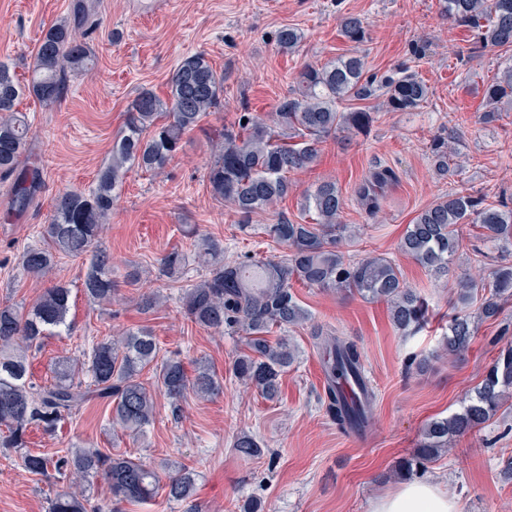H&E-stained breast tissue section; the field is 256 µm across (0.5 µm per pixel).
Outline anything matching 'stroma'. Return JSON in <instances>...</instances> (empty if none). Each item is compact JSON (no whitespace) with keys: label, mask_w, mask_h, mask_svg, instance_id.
<instances>
[{"label":"stroma","mask_w":512,"mask_h":512,"mask_svg":"<svg viewBox=\"0 0 512 512\" xmlns=\"http://www.w3.org/2000/svg\"><path fill=\"white\" fill-rule=\"evenodd\" d=\"M74 2L0 0V62L27 77L43 30L76 22ZM89 6L93 24L83 40L95 56L94 70L68 75L60 102L45 106L26 97L21 103L33 125L21 163L36 173L40 187L19 210L11 180H0V303L30 307L59 281L72 290L70 333L47 337L29 359L36 384L52 382L56 363L81 356L92 337L145 328L161 357L178 353L206 360L223 379L224 392L211 400L188 397L177 415L164 395H156L155 419L137 438L113 434L110 409L93 401L54 435L30 432V450L54 455L80 444L119 452L163 480L181 465L196 471L198 489L190 501L160 496L121 504L120 512H242L250 499L260 500V512H368L372 500L398 485L394 469L418 446L425 425L459 411L500 343L512 342L511 300L498 320L480 325L465 357L442 356L454 311L451 285L397 250L407 224L451 188L462 185L487 202L512 206V112L490 121L483 117L484 89L512 63V49L472 51L473 32L448 23L439 0H89ZM345 14L360 15L368 24L370 38L361 47L368 72L381 76L408 68L427 84L428 101L412 112L389 111L379 97L364 101L375 115L368 130L323 144L315 165L295 176L288 197L254 214L257 229L244 235L230 208L210 193L211 130L228 112L271 111L294 88L303 63L350 52L351 43L339 32ZM288 26L303 35L292 55L276 44L277 32ZM198 52L224 75L222 105L186 136L183 150L162 172L126 173L103 239L118 274L134 276L120 286L121 302L88 300L81 286L86 262L79 258L60 257L48 276L28 277L21 255L42 242L58 194L94 186L137 92L166 95L173 70ZM448 135L458 141L461 167L442 176L431 145ZM378 166L392 168L397 179L382 189V210L374 219L352 190ZM324 179L335 180L346 201L343 220L358 228L344 247L346 256L394 260L406 283L428 299L432 317L408 335L393 326L385 303L295 285L312 322L293 328L301 359L283 374L280 395L271 402L231 373L243 336H213L186 318L181 292L204 276V268L189 263L183 279L172 282L160 276L159 262L171 249L191 250L193 240L181 230L185 224L223 242L225 260L282 257L285 247L264 235L262 225L280 212L305 220L303 198ZM150 289L163 303L145 314L138 299ZM315 323L362 351L376 394L365 435L340 433L319 403L324 375L310 335ZM243 431L260 441L261 457L246 461L236 454L233 443ZM511 459L512 400L480 429L456 438L450 453L428 464L424 475L456 497L461 512H512V482L501 474ZM69 484L61 474H30L20 454L0 450V512H47L50 497Z\"/></svg>","instance_id":"stroma-1"}]
</instances>
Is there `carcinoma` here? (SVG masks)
Listing matches in <instances>:
<instances>
[{
	"label": "carcinoma",
	"mask_w": 512,
	"mask_h": 512,
	"mask_svg": "<svg viewBox=\"0 0 512 512\" xmlns=\"http://www.w3.org/2000/svg\"><path fill=\"white\" fill-rule=\"evenodd\" d=\"M442 13L453 24L472 29L479 49L512 47V0H442ZM340 32L357 46L367 39V26L358 15L341 16ZM301 42L302 34L293 27L277 32L276 43L284 53L297 52ZM93 64L88 46L66 21L42 32L27 83H21L12 68L0 62V176H15L13 201L17 207L28 205L35 191L34 181L17 172L32 134L31 121L17 109L18 101L28 95L43 104H54L63 95L66 72L85 71ZM296 84L294 93L279 101L268 119L254 112H236L214 130L208 171L211 193L233 206L244 233L251 228L252 214L288 196L293 189L288 174L310 169L321 144L339 133H361L374 120L366 109L344 112L339 104L367 100L380 91L391 111L410 112L420 108L428 96L427 85L405 68L381 79L367 74L365 58L358 50L321 65L303 64ZM223 92L224 76L202 53L180 61L169 79L167 98L148 89L139 91L113 142L110 160L97 173L95 187L87 193L74 190L57 197L51 220L44 227L49 244L26 248L24 273L43 278L54 269L56 256L80 258L89 253L84 293L100 304L116 301L119 288L112 259L98 243L125 173L133 167L145 172L163 170L185 136L217 107ZM485 99V117L489 119L502 105L512 102V65L486 87ZM452 152L448 139L434 142L432 154L438 173L446 175L456 169ZM395 180L393 169L378 167L355 185L354 196L374 215L380 210L378 191ZM304 208L314 214L309 224L280 216L275 223L264 225L265 233L288 249L283 259L244 255L226 262L224 247L208 237L200 238L191 258L173 249L160 259V274L168 278L183 277L191 260L204 265L206 274L187 285L180 297L185 315L194 325L215 334L244 333L245 348L233 362V376L271 401L278 398L281 377L297 362L299 348L287 335L272 341L268 333L311 320L293 291L294 284L383 301L392 324L405 334L421 328L427 310L391 259L366 256L352 260L340 250V243L354 234L355 226L343 223L344 199L336 182L316 184L305 195ZM463 224L482 228L484 241L497 249L499 261L488 283L467 277L455 280V302L464 310L454 314L448 324L443 352L450 358L464 355L479 325L497 319L512 298V207L451 189L415 217L398 245L400 252L428 272L446 278L464 249ZM70 297L71 288L57 283L26 312L14 304L0 305L1 448L27 447L33 428L55 433L64 417L92 400L111 407L112 425L140 437L153 421L156 394H164L176 414L189 393L212 398L222 392L218 377L203 361L190 372L179 354L158 359L155 338L144 328L93 339L82 351L79 367L63 362L52 383H33L29 353L46 337L70 327ZM471 304L473 311H465ZM310 336L322 354L325 383L321 404L326 415L344 433L364 430L374 392L358 345L320 325L312 326ZM147 368L152 369L148 380L143 378ZM511 394L512 343H507L498 349L482 383L462 410L427 424L413 457L398 462V473L410 476L448 452L455 437L486 423ZM233 448L243 458L263 453L248 433L237 436ZM22 462L34 475H46L51 469L71 475L69 489L49 499L48 512H119L118 505L123 502L152 500L161 491L172 501H183L196 489V474L186 465L163 484L155 470L128 456L80 445L61 455L28 452ZM96 476L105 481L110 497L93 504L85 482Z\"/></svg>",
	"instance_id": "carcinoma-1"
}]
</instances>
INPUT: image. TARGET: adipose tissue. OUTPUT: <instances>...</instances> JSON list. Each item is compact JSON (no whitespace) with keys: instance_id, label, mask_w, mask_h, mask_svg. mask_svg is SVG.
Wrapping results in <instances>:
<instances>
[{"instance_id":"1","label":"adipose tissue","mask_w":512,"mask_h":512,"mask_svg":"<svg viewBox=\"0 0 512 512\" xmlns=\"http://www.w3.org/2000/svg\"><path fill=\"white\" fill-rule=\"evenodd\" d=\"M369 512H459V503L432 479H413L373 500Z\"/></svg>"}]
</instances>
